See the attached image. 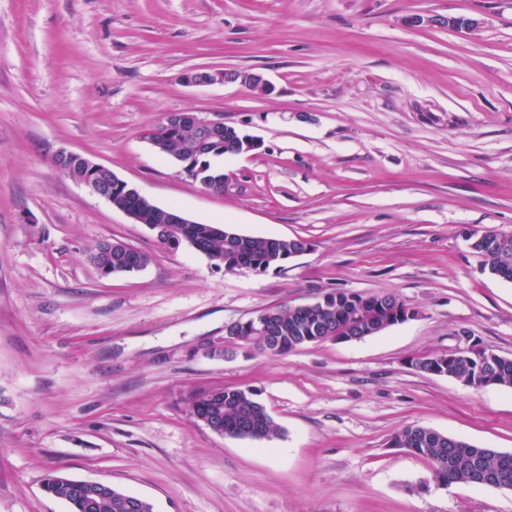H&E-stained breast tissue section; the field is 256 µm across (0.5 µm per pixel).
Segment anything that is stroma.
Segmentation results:
<instances>
[{
	"mask_svg": "<svg viewBox=\"0 0 512 512\" xmlns=\"http://www.w3.org/2000/svg\"><path fill=\"white\" fill-rule=\"evenodd\" d=\"M190 69L272 89L188 86ZM180 112L261 141L217 158L224 193L143 139ZM61 148L192 221L312 249L261 274L168 250L55 167ZM484 227L512 232V0H0V512H70L52 475L154 512H512V490L440 485L391 442L420 425L512 452V388L409 365L473 341L512 358V283L464 238ZM104 239L151 261L101 277ZM336 289L416 316L284 356L211 353L226 325ZM234 385L278 438L192 416L198 392Z\"/></svg>",
	"mask_w": 512,
	"mask_h": 512,
	"instance_id": "1",
	"label": "stroma"
}]
</instances>
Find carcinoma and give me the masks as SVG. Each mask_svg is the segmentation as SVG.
Segmentation results:
<instances>
[{"instance_id": "obj_1", "label": "carcinoma", "mask_w": 512, "mask_h": 512, "mask_svg": "<svg viewBox=\"0 0 512 512\" xmlns=\"http://www.w3.org/2000/svg\"><path fill=\"white\" fill-rule=\"evenodd\" d=\"M152 137L164 144L162 155L172 160L184 153L185 147L195 146L190 155L193 168H203L206 175L223 174L222 169L212 164L214 158L253 151L245 134L228 124L219 138L205 145L199 144L200 130L190 126L175 130L159 125L152 128ZM141 214L144 222L154 227L152 233L159 244L170 250L189 247L226 272L247 268L263 273L281 267L290 260V254L305 248L307 243L300 237L243 235L221 224H169L165 221L169 210L157 205L141 208ZM466 242L470 251L480 258L483 270L512 282V233L486 227L473 231ZM89 259L101 276L114 277L144 269L151 256L141 250L130 252L120 241L101 240L90 249ZM398 304L399 297L391 292H327L306 308L280 305L260 309L262 313H272L267 347L246 321L231 326L227 336L241 345L252 344L261 353L283 356L308 344L336 339L361 341L377 336L393 326L389 315ZM411 365L421 373L447 376L476 388L485 382L512 387V359L481 346L476 354L436 353L413 359ZM191 412L203 419L219 418L224 432L237 439L270 442L280 434L278 423L259 400L258 391L250 386L202 391L193 399ZM393 444L427 460L433 479L442 485L466 483L512 489L511 452L479 447L422 426L397 431ZM47 487L69 505L70 512H127L125 496L120 492L103 498L97 508L85 511L76 506V499L68 494L65 486L50 479Z\"/></svg>"}]
</instances>
